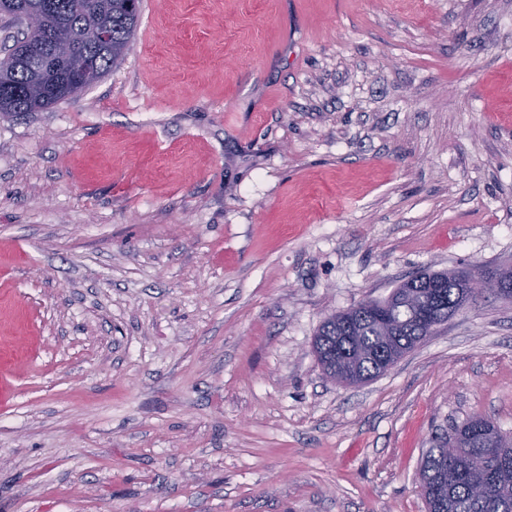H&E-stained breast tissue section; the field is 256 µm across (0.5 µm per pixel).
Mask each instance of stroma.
<instances>
[{
  "instance_id": "obj_1",
  "label": "stroma",
  "mask_w": 512,
  "mask_h": 512,
  "mask_svg": "<svg viewBox=\"0 0 512 512\" xmlns=\"http://www.w3.org/2000/svg\"><path fill=\"white\" fill-rule=\"evenodd\" d=\"M124 61L0 115V512H427L512 432V299L340 386L330 314L512 265V0H141ZM481 426L488 435L474 433ZM501 434L504 446L491 447ZM447 445L455 446L448 464ZM472 453L486 457V476L469 471ZM419 475L429 512H512V436L503 433L490 418L476 421L468 417L453 426L448 438H437L433 448L426 450ZM481 482L484 492L476 495L474 488Z\"/></svg>"
}]
</instances>
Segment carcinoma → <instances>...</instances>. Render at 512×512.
Masks as SVG:
<instances>
[{
	"mask_svg": "<svg viewBox=\"0 0 512 512\" xmlns=\"http://www.w3.org/2000/svg\"><path fill=\"white\" fill-rule=\"evenodd\" d=\"M43 12L39 32L23 30V14ZM0 16L17 28L0 58V89L35 85L22 97H0V112H34L73 96L65 62L36 65L40 49L73 28L111 29L108 46L84 43L80 52L98 58L103 77L126 56L139 19L130 0H0ZM465 271H426L401 283L383 300L367 301L327 317L314 338L324 372L344 385L365 383L391 368L422 340L417 319L432 303L446 308L471 302L462 288ZM486 457L488 471H469L468 457ZM420 479L429 512H512V436L490 418L468 417L437 439L423 455Z\"/></svg>",
	"mask_w": 512,
	"mask_h": 512,
	"instance_id": "carcinoma-1",
	"label": "carcinoma"
}]
</instances>
